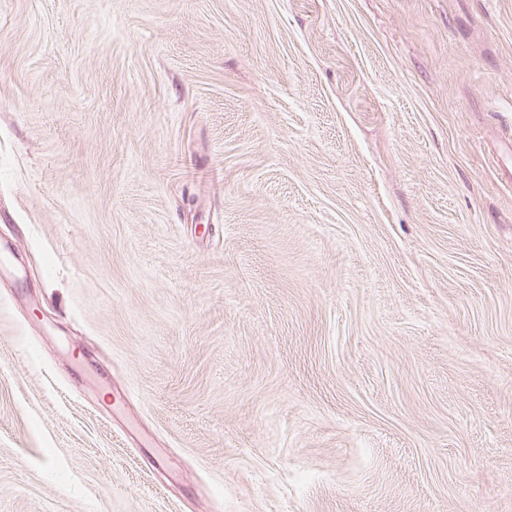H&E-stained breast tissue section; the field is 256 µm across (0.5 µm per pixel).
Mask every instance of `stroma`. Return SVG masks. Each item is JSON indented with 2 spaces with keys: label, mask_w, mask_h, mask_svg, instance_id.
<instances>
[{
  "label": "stroma",
  "mask_w": 512,
  "mask_h": 512,
  "mask_svg": "<svg viewBox=\"0 0 512 512\" xmlns=\"http://www.w3.org/2000/svg\"><path fill=\"white\" fill-rule=\"evenodd\" d=\"M512 0H0V512H512Z\"/></svg>",
  "instance_id": "stroma-1"
}]
</instances>
